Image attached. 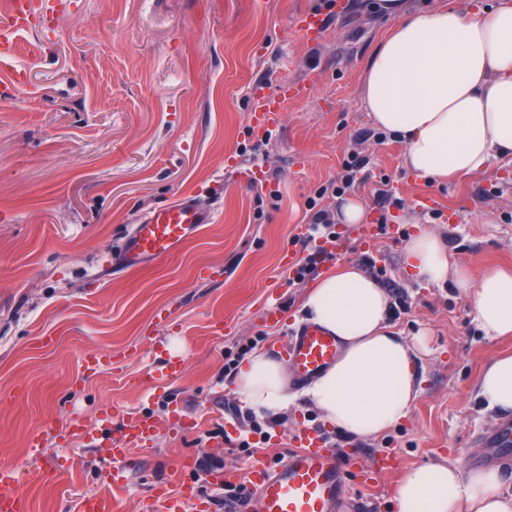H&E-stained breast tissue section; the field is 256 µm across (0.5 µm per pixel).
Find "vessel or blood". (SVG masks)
Listing matches in <instances>:
<instances>
[{"label": "vessel or blood", "mask_w": 512, "mask_h": 512, "mask_svg": "<svg viewBox=\"0 0 512 512\" xmlns=\"http://www.w3.org/2000/svg\"><path fill=\"white\" fill-rule=\"evenodd\" d=\"M37 0H0V27L14 32L34 30L40 9ZM326 17L319 11H305L296 18V27L310 42L318 41ZM301 86L281 83L268 91L265 83L253 85L252 129L266 136L284 100L302 94ZM220 202L207 190L199 189L178 201L155 208L133 224L115 262L127 269H139L164 259L180 245L211 223ZM342 350L338 338L325 327L307 322L289 339L286 348L288 368L294 385L302 386L335 364ZM155 427L144 417L125 419L120 438L112 436V416L104 414L97 425L68 421L59 435L71 443L100 449L111 467L107 478L113 495L90 494L80 500L79 512H116L115 492L127 489L125 460L130 448L147 445ZM298 447L284 461L274 463L259 457L246 468L228 467L213 475L219 485H245L250 489L245 500L230 512H338L349 480V461L330 448L316 430L300 431ZM476 440L483 450L477 464L512 470V417L500 418L489 430L479 432ZM0 512H24L17 480L10 471L0 470Z\"/></svg>", "instance_id": "vessel-or-blood-1"}]
</instances>
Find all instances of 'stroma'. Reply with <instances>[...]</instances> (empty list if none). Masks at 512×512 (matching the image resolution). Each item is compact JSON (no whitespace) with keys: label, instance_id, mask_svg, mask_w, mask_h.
<instances>
[{"label":"stroma","instance_id":"1","mask_svg":"<svg viewBox=\"0 0 512 512\" xmlns=\"http://www.w3.org/2000/svg\"><path fill=\"white\" fill-rule=\"evenodd\" d=\"M376 2L349 0L318 43L299 35L295 17L320 0H75L51 36L0 30V82L23 75L0 100V467L16 474L29 512H78L82 496L104 490L97 451L50 432L115 409L157 427L128 455L121 512H152L158 490L174 496L185 484L198 486L211 512H224L225 490L206 482L202 461L220 470L260 453L279 460L302 428L325 431L359 468H376L377 451L395 456V469L372 484L351 476L341 512L360 495L374 512H398L408 469L463 460L473 436L497 422L475 387L493 357L512 353V338L485 336L455 283L407 273L403 248L415 226L404 217L444 238L450 268L475 277L512 268V158L431 185L405 168L400 143H377L361 88L396 21ZM258 80L309 89L284 102L263 140L249 129ZM229 153L256 160L264 185L226 177ZM354 153L369 159L364 184L330 191ZM198 188L222 194L214 223L139 271L111 270L110 255L137 217ZM422 196L434 210L417 206ZM346 197L367 217L386 215L373 249L356 225L333 224L348 249L291 278L289 258H306L310 247V203L333 213ZM352 263L387 292L393 330L412 343L426 339L409 418L360 439L327 426L300 397L267 435L225 436V415L248 412L231 389L243 360L256 352L285 359L306 293ZM270 304L284 314L279 326L263 320ZM99 351L111 353V369L83 373V356ZM172 353L185 358L182 376L148 384ZM42 432L47 440L32 447ZM57 458L69 470L51 487L43 470Z\"/></svg>","mask_w":512,"mask_h":512}]
</instances>
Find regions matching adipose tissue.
Returning a JSON list of instances; mask_svg holds the SVG:
<instances>
[{
    "label": "adipose tissue",
    "mask_w": 512,
    "mask_h": 512,
    "mask_svg": "<svg viewBox=\"0 0 512 512\" xmlns=\"http://www.w3.org/2000/svg\"><path fill=\"white\" fill-rule=\"evenodd\" d=\"M380 7L398 22L367 67L362 100L374 125L404 144L408 170L432 183L512 157V0L490 10L467 4L408 12L402 0H380ZM403 257L417 281L454 280L471 296L486 335L512 334V271L476 278L451 271L445 242L423 227ZM303 310L342 344L336 363L303 391L322 418L355 437L406 420L418 396L415 347L393 331L390 300L378 281L354 265L326 274ZM232 392L270 419L295 400L284 364L263 354L243 361ZM477 395L487 408L512 410V355L485 366ZM397 506L399 512H512V497L502 493L497 471L438 462L404 475Z\"/></svg>",
    "instance_id": "1"
}]
</instances>
